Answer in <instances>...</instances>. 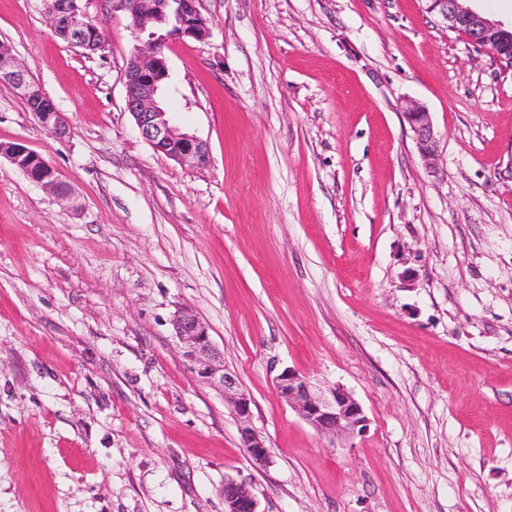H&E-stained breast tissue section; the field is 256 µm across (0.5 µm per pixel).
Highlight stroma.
I'll return each mask as SVG.
<instances>
[{
	"label": "stroma",
	"mask_w": 512,
	"mask_h": 512,
	"mask_svg": "<svg viewBox=\"0 0 512 512\" xmlns=\"http://www.w3.org/2000/svg\"><path fill=\"white\" fill-rule=\"evenodd\" d=\"M84 4L91 55L0 0V45L71 130L0 84V141L77 193L0 158V512H224L228 475L259 512H512V71L420 0H199L211 35L169 40L164 103L209 160L179 163L126 109V12ZM185 306L264 470L177 347ZM286 366L344 385L367 431L318 436ZM29 110L35 112L41 125L54 137L63 138L69 133V125L60 112H56L51 102L45 101L42 112L36 102H27ZM403 116L414 133L425 166L434 168L437 157V137L430 112L417 101L409 102ZM6 158L12 165L23 172L28 179L55 197L72 202L74 191L61 181L54 169L39 154L19 143L0 142V158ZM173 336L182 357L197 379L224 397L240 423L242 446L255 469L266 468L270 456L263 436L250 423L251 398L236 374L224 366V353L213 343L207 325L190 309H181L172 319Z\"/></svg>",
	"instance_id": "stroma-1"
}]
</instances>
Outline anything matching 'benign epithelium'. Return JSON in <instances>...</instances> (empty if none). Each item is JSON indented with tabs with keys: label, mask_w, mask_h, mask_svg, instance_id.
Listing matches in <instances>:
<instances>
[{
	"label": "benign epithelium",
	"mask_w": 512,
	"mask_h": 512,
	"mask_svg": "<svg viewBox=\"0 0 512 512\" xmlns=\"http://www.w3.org/2000/svg\"><path fill=\"white\" fill-rule=\"evenodd\" d=\"M82 0H42L43 11L54 32L72 46L95 53L103 48L100 30L81 5ZM125 10L134 30L148 34L147 40L130 55L125 71V105L141 137L166 157L204 163L209 157L207 144L181 131L162 106V94L169 77L164 48L177 36L204 41L210 36L207 19L197 7L198 0H115ZM427 13L445 29L461 32L475 46L498 60H512V28L506 29L466 5V0H422ZM161 25L171 26L165 36L154 32ZM0 82L11 85L28 100L39 99L41 89L29 80L28 71L10 53L0 49ZM41 125L54 137L63 138L69 125L51 102L37 113ZM403 116L414 133L425 166L434 168L437 137L431 113L417 101L409 102ZM6 158L28 179L63 201H73L74 191L61 181L39 154L19 143L0 142V158ZM173 336L182 357L197 379L224 397L240 423L242 446L258 470L266 468L270 456L263 436L250 423L251 398L243 391L236 374L224 366V353L213 343L207 325L190 309H181L172 319ZM279 395L297 416L317 434L333 439L362 432L367 416L360 402L343 386L322 388L299 372L285 367L275 377ZM224 512H258L251 487L233 476L224 478Z\"/></svg>",
	"instance_id": "1"
}]
</instances>
